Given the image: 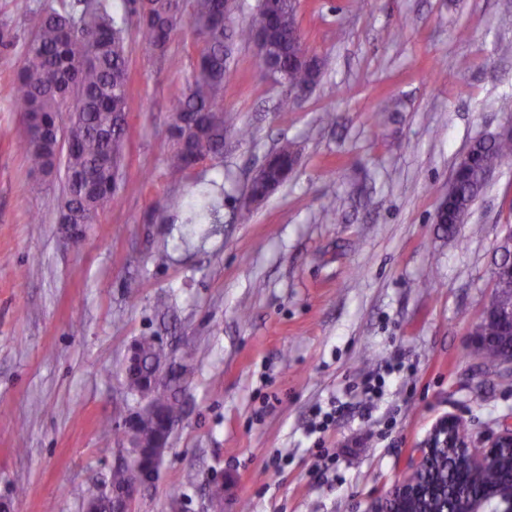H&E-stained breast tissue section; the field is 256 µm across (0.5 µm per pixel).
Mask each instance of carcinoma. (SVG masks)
Wrapping results in <instances>:
<instances>
[{
	"mask_svg": "<svg viewBox=\"0 0 512 512\" xmlns=\"http://www.w3.org/2000/svg\"><path fill=\"white\" fill-rule=\"evenodd\" d=\"M124 11L116 14L107 0L60 2L42 9L36 29L24 53L22 66L13 86V99L23 116L21 148L31 167L47 171L60 152L53 130L63 122L76 132V143L67 148L66 173L74 180L64 183L60 208L75 213L78 224H94L99 209L116 201L117 183L110 170H119L125 131L112 115L127 107L128 64L124 33L135 20L142 40L161 50L171 41L183 19L182 0H142L134 8L122 0ZM189 21L205 34L197 66L186 86L172 94L171 135L174 151L171 165L187 167L189 147L205 139L208 151L224 149V130L230 118L224 113V85L234 76L231 66V35L224 25V0H189ZM296 0H259L248 22L238 28L236 37L258 48H273L270 55L257 52L261 65H276L283 73L288 91L305 90L316 84L322 62L311 57L299 59L301 45L295 28ZM470 149L475 163L467 175L448 187V203L442 223L453 227L464 223L473 202L485 188L481 173L512 159V135L477 140ZM217 209L214 200L204 196L191 206L192 221L206 220ZM501 304L512 306V272L494 275V291L484 305L483 321L476 324L479 338L475 352L489 367L500 366L502 356L512 349V331L498 312ZM168 361L163 350L149 349L142 364L147 371ZM165 417L179 419L184 401L175 386L162 390ZM512 476L506 462L478 473L454 467L436 470L435 480L448 485V507L452 512L465 497H477L491 487L505 484Z\"/></svg>",
	"mask_w": 512,
	"mask_h": 512,
	"instance_id": "carcinoma-1",
	"label": "carcinoma"
}]
</instances>
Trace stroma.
Segmentation results:
<instances>
[{"instance_id":"35a3bbf8","label":"stroma","mask_w":512,"mask_h":512,"mask_svg":"<svg viewBox=\"0 0 512 512\" xmlns=\"http://www.w3.org/2000/svg\"><path fill=\"white\" fill-rule=\"evenodd\" d=\"M16 2L0 0V512H81L105 484L123 362L142 336L193 353L184 417L134 512H211L215 474L223 512H364L439 418L477 438L512 416V378L469 347L512 230V161L465 223L434 222L458 160L512 121V54L498 50L512 44V0H297L319 84L281 111L284 87L234 42L224 151L181 171L172 94L198 35L183 23L159 52L129 27L118 199L71 235L63 171L31 173L19 147L12 88L45 0ZM285 142L287 182L249 204L251 177ZM214 183L220 223L186 224ZM370 374L386 378L371 409L345 394ZM337 398L334 425L308 434ZM319 443L336 454L324 468Z\"/></svg>"}]
</instances>
